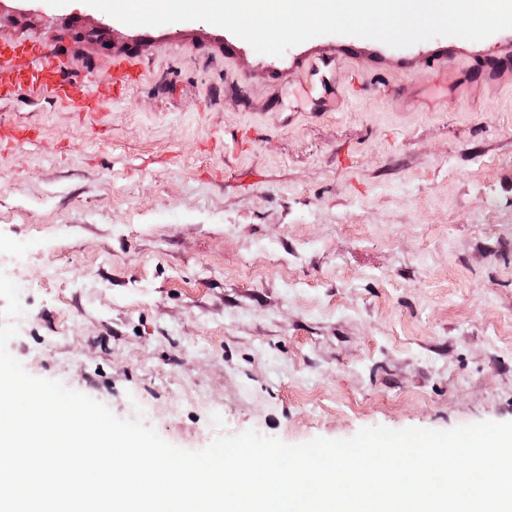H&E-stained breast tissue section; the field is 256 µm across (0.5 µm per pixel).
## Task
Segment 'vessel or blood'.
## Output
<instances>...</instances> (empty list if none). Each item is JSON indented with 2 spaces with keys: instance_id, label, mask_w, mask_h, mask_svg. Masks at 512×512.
I'll return each mask as SVG.
<instances>
[{
  "instance_id": "obj_1",
  "label": "vessel or blood",
  "mask_w": 512,
  "mask_h": 512,
  "mask_svg": "<svg viewBox=\"0 0 512 512\" xmlns=\"http://www.w3.org/2000/svg\"><path fill=\"white\" fill-rule=\"evenodd\" d=\"M117 76L111 89L93 83L73 85L63 76L56 51L31 42H0V101L19 95L47 97L76 114L105 111L112 95L122 92L144 76L140 62L126 59L116 64Z\"/></svg>"
}]
</instances>
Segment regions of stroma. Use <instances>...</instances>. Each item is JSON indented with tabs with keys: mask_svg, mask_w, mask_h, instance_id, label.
<instances>
[{
	"mask_svg": "<svg viewBox=\"0 0 512 512\" xmlns=\"http://www.w3.org/2000/svg\"><path fill=\"white\" fill-rule=\"evenodd\" d=\"M0 40L51 45L78 86L145 71L106 112L0 101L37 131L0 152L29 374L188 451L512 421V29L275 57L0 0ZM117 76L112 80L114 95H118L125 88L138 83L144 77V71L140 62L126 59L120 60L116 64Z\"/></svg>",
	"mask_w": 512,
	"mask_h": 512,
	"instance_id": "stroma-1",
	"label": "stroma"
}]
</instances>
